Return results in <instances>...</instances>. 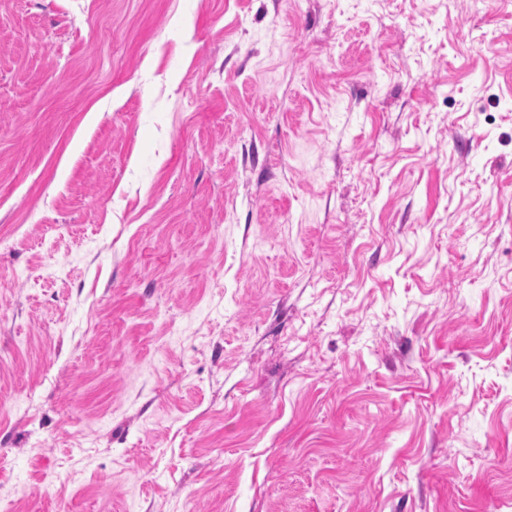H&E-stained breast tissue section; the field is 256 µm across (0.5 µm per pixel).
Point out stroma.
<instances>
[{
	"label": "stroma",
	"mask_w": 512,
	"mask_h": 512,
	"mask_svg": "<svg viewBox=\"0 0 512 512\" xmlns=\"http://www.w3.org/2000/svg\"><path fill=\"white\" fill-rule=\"evenodd\" d=\"M0 512H512V0H0Z\"/></svg>",
	"instance_id": "1"
}]
</instances>
